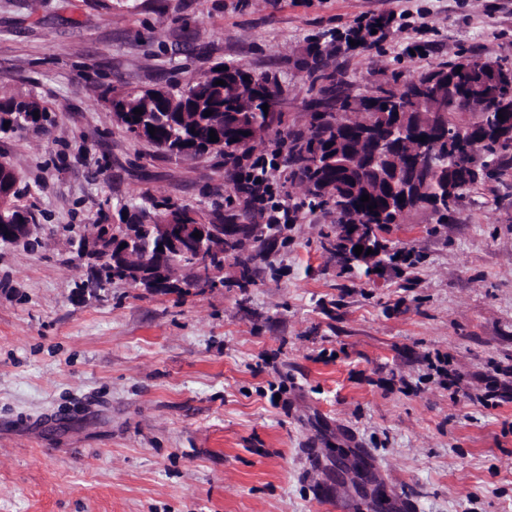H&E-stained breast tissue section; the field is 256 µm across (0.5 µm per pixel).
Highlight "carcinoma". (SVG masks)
<instances>
[{"mask_svg":"<svg viewBox=\"0 0 512 512\" xmlns=\"http://www.w3.org/2000/svg\"><path fill=\"white\" fill-rule=\"evenodd\" d=\"M471 65V59L463 57L457 61L441 65L422 75L415 82H408L405 87L414 90L424 86L429 94L410 103L408 124L414 128L425 127L431 121V113L436 111L435 98H440L444 111L448 113V135H453L461 126L459 116L463 113L472 114L467 126L480 142L467 163L475 169L466 170L454 185L455 192L448 199V206L443 209L431 210L439 224L448 223L446 212L455 207L462 192L479 182V180L500 168V160L504 153L512 150V144L500 143L494 136L488 135L486 127L500 125L504 121H512V80L498 84H486L481 80L478 71L458 78V66ZM224 84L218 85L216 81ZM395 88L385 81L377 85L376 95L372 97L355 94L342 84L341 78L321 90L324 96L334 95L340 110L350 114L354 119L352 128L347 132L334 131L324 121V113L315 112L311 121L304 128L290 129L279 140L280 147L286 149L284 162L288 165V180L298 181L305 185L306 196L296 207L310 210L329 209L336 212V224H359L362 217L372 213L380 217L383 224H402L405 212L395 215L385 212L388 187L382 172L395 167V158L410 149L408 142L411 136L395 138L385 156L377 163L370 161L373 147L368 143H360L358 122L374 120V125L382 131L390 126L392 112L389 98ZM283 95L281 87L267 79L258 80L241 66H228L224 75H218L205 85L195 81L182 88L175 86H157L150 89L133 91L118 98L111 99L113 112L122 118L126 131L138 136L137 127L150 125L156 133L149 143L162 149L171 156L178 157L181 144L190 142L201 153L216 151L224 156V162L235 163L246 152L232 146V134L226 129V122L234 120V115L243 113L253 120L264 118L262 105L271 104L273 98ZM140 108L143 114L134 113ZM210 110L212 115L204 112ZM40 112L43 122L50 121L47 110L34 100H9L0 103V134L3 136L25 126L30 113ZM504 119H499L498 114ZM9 126H4V122ZM224 137V148L213 149L210 131ZM362 153L361 164L351 171H336L326 163H316V157L326 158L337 153ZM440 172L434 174L426 186L430 195L445 194L449 177L457 162L453 153L448 151V143H442L440 150ZM24 189L18 186L15 174L7 170L0 171V194L9 199L19 198ZM368 195L370 202L377 203V208L369 209V202H362V195ZM172 208V204L157 203L146 199L136 207L130 216L132 224H151L159 217V209ZM33 221L28 210L16 205L5 209L0 214L2 224H25ZM262 242V239L238 241L231 250L241 254L239 264L240 278L248 281L250 263L253 255L248 253L250 246Z\"/></svg>","mask_w":512,"mask_h":512,"instance_id":"1","label":"carcinoma"}]
</instances>
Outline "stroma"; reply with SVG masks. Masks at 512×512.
Here are the masks:
<instances>
[{
	"label": "stroma",
	"instance_id": "stroma-1",
	"mask_svg": "<svg viewBox=\"0 0 512 512\" xmlns=\"http://www.w3.org/2000/svg\"><path fill=\"white\" fill-rule=\"evenodd\" d=\"M317 53L361 94L462 56L510 66L512 0H0V101L55 117L0 138L40 226L0 246V512H512V400L476 399L512 370V159L448 223L379 231L370 277L337 261L319 209L243 288L231 251L223 287L168 293L92 289L77 256L146 197L206 223L241 208L234 166L163 154L111 98L238 64L278 81L298 128Z\"/></svg>",
	"mask_w": 512,
	"mask_h": 512
}]
</instances>
